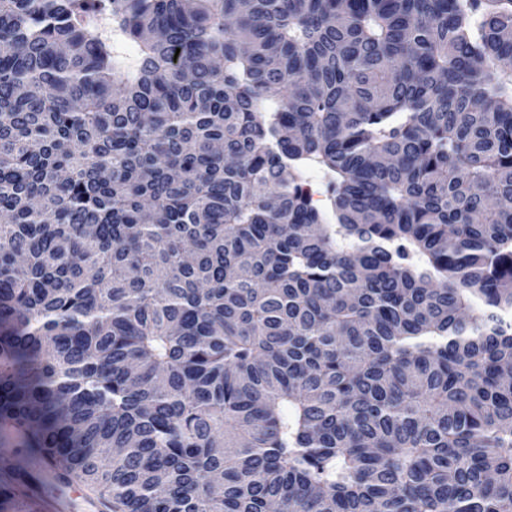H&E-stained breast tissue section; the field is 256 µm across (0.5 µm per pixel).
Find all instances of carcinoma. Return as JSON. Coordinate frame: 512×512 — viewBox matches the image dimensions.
Returning a JSON list of instances; mask_svg holds the SVG:
<instances>
[{
	"mask_svg": "<svg viewBox=\"0 0 512 512\" xmlns=\"http://www.w3.org/2000/svg\"><path fill=\"white\" fill-rule=\"evenodd\" d=\"M511 62L512 0H0V512H512ZM49 492L57 501H68L74 507L75 510H70V512H83L80 508L85 507L88 503H91L87 494L88 491L82 485H72L69 487L65 486H52L49 487ZM92 504V503H91ZM93 505V504H92ZM94 506V505H93ZM94 512H100L99 505L95 504Z\"/></svg>",
	"mask_w": 512,
	"mask_h": 512,
	"instance_id": "1",
	"label": "carcinoma"
}]
</instances>
